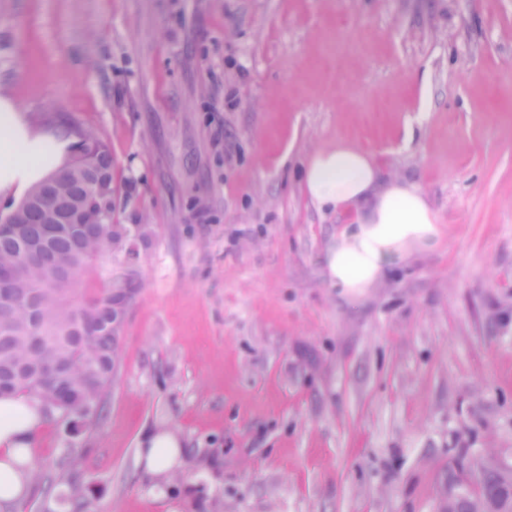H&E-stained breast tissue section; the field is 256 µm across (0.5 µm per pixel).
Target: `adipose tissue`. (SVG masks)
Segmentation results:
<instances>
[{"mask_svg":"<svg viewBox=\"0 0 512 512\" xmlns=\"http://www.w3.org/2000/svg\"><path fill=\"white\" fill-rule=\"evenodd\" d=\"M67 142L31 129L10 97L0 94V194L19 196L57 171ZM303 190L322 213L348 217L327 247L325 276L330 286L355 297L377 287L394 265L437 247L445 228L420 186L386 177L370 152L340 138L316 152L303 170ZM44 422L41 402L27 395L0 398V503L22 500L29 492L32 447ZM179 443L170 433H153L139 455L148 473L177 465Z\"/></svg>","mask_w":512,"mask_h":512,"instance_id":"adipose-tissue-1","label":"adipose tissue"}]
</instances>
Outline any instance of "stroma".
Here are the masks:
<instances>
[{
	"label": "stroma",
	"instance_id": "1",
	"mask_svg": "<svg viewBox=\"0 0 512 512\" xmlns=\"http://www.w3.org/2000/svg\"><path fill=\"white\" fill-rule=\"evenodd\" d=\"M2 91L98 131L146 235L98 426L34 448L77 456L90 512H446L452 449L512 471V0H0ZM341 137L446 228L357 297L300 189ZM176 448L179 443L173 434L152 433L141 442L139 455L145 461L147 472L157 475L177 466Z\"/></svg>",
	"mask_w": 512,
	"mask_h": 512
}]
</instances>
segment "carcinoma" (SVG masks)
Wrapping results in <instances>:
<instances>
[{
    "label": "carcinoma",
    "mask_w": 512,
    "mask_h": 512,
    "mask_svg": "<svg viewBox=\"0 0 512 512\" xmlns=\"http://www.w3.org/2000/svg\"><path fill=\"white\" fill-rule=\"evenodd\" d=\"M63 135L75 139V151L56 183L57 193L85 199L103 174L105 193L88 221L57 235L43 223L40 206L26 210L25 223L0 216V396L26 394L61 421L86 428L102 417L120 365V339L137 289L133 266L139 255L133 225L114 223L120 183L112 154L92 129L69 120ZM104 253L121 256L107 285L90 293L85 277ZM26 266L22 277L12 266ZM71 274L54 283V271ZM448 512H476L484 502L499 512L512 509V476L484 472L474 488L462 485Z\"/></svg>",
    "instance_id": "1"
}]
</instances>
